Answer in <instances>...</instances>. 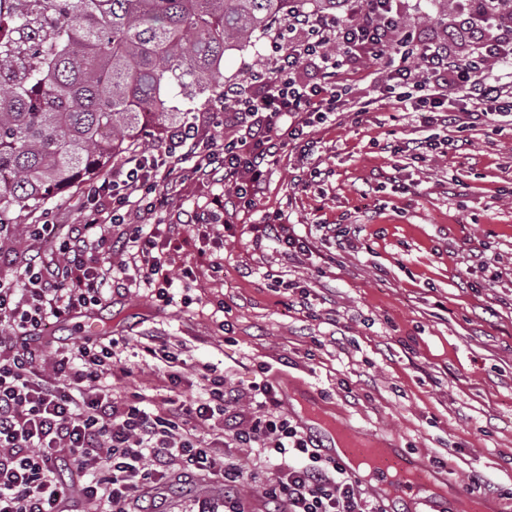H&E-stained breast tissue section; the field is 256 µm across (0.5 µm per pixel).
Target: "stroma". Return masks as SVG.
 Wrapping results in <instances>:
<instances>
[{"label":"stroma","mask_w":512,"mask_h":512,"mask_svg":"<svg viewBox=\"0 0 512 512\" xmlns=\"http://www.w3.org/2000/svg\"><path fill=\"white\" fill-rule=\"evenodd\" d=\"M455 17L445 0L404 7L402 23L423 38L445 36ZM383 62L365 59L345 77L368 112H346L314 127L313 155L282 152L244 210L233 183L195 181L170 202L159 242L167 246L170 286L113 288L96 310L97 336L126 339L130 376L113 381L115 395L141 394L155 413L167 398L197 393L202 365L223 373L240 393L239 413L259 416L252 385L271 383L287 395V416L306 411L384 440L424 460L445 478L448 496L477 494L512 512V120L422 127L404 107L382 97ZM195 113L207 138L236 135L233 116L210 113L206 96L170 99ZM431 137L426 160L400 147ZM308 172L309 186L293 178ZM84 190L77 184L34 213L17 215L10 231L20 258L49 256L25 239L28 224L78 221ZM223 193L224 238L190 224L194 209ZM280 215L306 242L290 252L258 240L255 225ZM333 224L336 237L320 227ZM187 237L175 249L172 235ZM221 258L211 277L198 252ZM158 336L181 365L179 385L165 359L136 355L144 336ZM215 454L234 453L248 473L237 494L264 505L274 467L256 463L215 421L197 426ZM484 483L473 490L472 475ZM224 506L222 485L200 481L159 496L161 512Z\"/></svg>","instance_id":"1"}]
</instances>
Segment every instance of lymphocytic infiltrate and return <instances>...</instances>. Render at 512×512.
Returning <instances> with one entry per match:
<instances>
[{
	"mask_svg": "<svg viewBox=\"0 0 512 512\" xmlns=\"http://www.w3.org/2000/svg\"><path fill=\"white\" fill-rule=\"evenodd\" d=\"M338 2L339 12L302 11L274 25L264 68L225 86L213 109L232 112L238 131L224 146L202 138L193 117L166 130L151 152L129 157L88 187L77 230L27 226L28 240L51 245L50 259L35 256L16 266L9 236L0 230V512H66L67 470L77 478L86 512H145L142 501L152 489L203 476L228 488L224 512H248L231 493L246 478L243 468L183 427L184 418L203 424L218 414L232 421L238 447L275 467L267 502L284 512H383L359 480L279 414L271 384L257 389L267 415L243 419L238 394L207 365L201 394L160 415L146 411L138 394L113 397V377L132 373L119 340L88 339L70 349L32 345L50 324L109 304L113 286L126 282L112 264L113 225L126 224L135 202L162 223L169 197L185 182L183 161L193 160L202 178L219 170L236 178V195L249 208L288 143L304 140L314 121L360 112L338 77L349 63L398 55L381 89L428 124H455L461 111L475 120L512 117V0H484L481 8L475 0H455L457 18L447 36L419 41L402 28L400 0ZM310 65L321 73L314 83L299 78ZM448 85L461 110L449 108ZM127 226L138 276L153 283L166 264L159 244L143 225ZM45 362L52 374H43Z\"/></svg>",
	"mask_w": 512,
	"mask_h": 512,
	"instance_id": "f902f5d3",
	"label": "lymphocytic infiltrate"
}]
</instances>
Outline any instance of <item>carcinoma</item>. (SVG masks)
<instances>
[{
  "mask_svg": "<svg viewBox=\"0 0 512 512\" xmlns=\"http://www.w3.org/2000/svg\"><path fill=\"white\" fill-rule=\"evenodd\" d=\"M0 13V225L171 127L166 89L224 97V54L336 0H12Z\"/></svg>",
  "mask_w": 512,
  "mask_h": 512,
  "instance_id": "obj_1",
  "label": "carcinoma"
}]
</instances>
